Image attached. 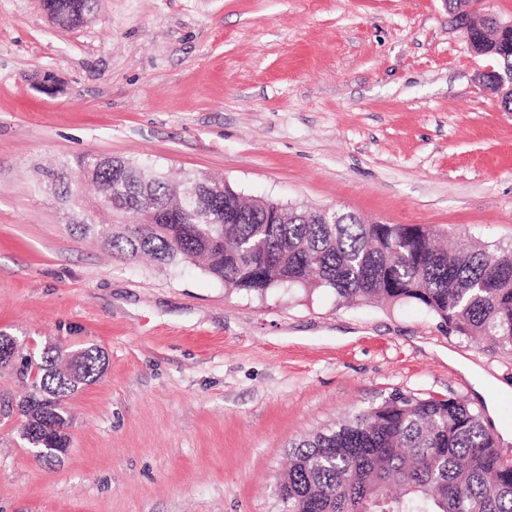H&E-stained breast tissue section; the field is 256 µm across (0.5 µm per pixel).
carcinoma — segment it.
<instances>
[{
	"label": "carcinoma",
	"instance_id": "carcinoma-1",
	"mask_svg": "<svg viewBox=\"0 0 512 512\" xmlns=\"http://www.w3.org/2000/svg\"><path fill=\"white\" fill-rule=\"evenodd\" d=\"M93 0H45L65 26L80 23ZM77 165L97 185L115 227L88 211L72 228L120 258L148 256L164 269L201 259L224 287L264 296L276 288H322L351 303L415 302L460 336L512 350V245L476 241L448 249L422 226L370 224L349 212L323 224L314 212H288L282 224L259 220L232 188L224 208L234 224L201 212L169 217L177 184L132 159ZM60 163L56 201L73 218V186ZM63 351L46 348L20 374L55 403L19 410L29 448H55L70 425L65 400L95 382L107 362L95 345L72 355L75 374L57 369ZM281 486L288 512H512V461L502 457L480 412L457 399L416 397L397 389L378 404L292 446Z\"/></svg>",
	"mask_w": 512,
	"mask_h": 512
}]
</instances>
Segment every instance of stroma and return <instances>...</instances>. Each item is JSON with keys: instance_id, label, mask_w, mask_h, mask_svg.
<instances>
[{"instance_id": "obj_1", "label": "stroma", "mask_w": 512, "mask_h": 512, "mask_svg": "<svg viewBox=\"0 0 512 512\" xmlns=\"http://www.w3.org/2000/svg\"><path fill=\"white\" fill-rule=\"evenodd\" d=\"M487 64L443 0H100L65 27L0 0V335L109 360L67 401L60 461L0 419V512H279L291 442L395 389L486 412L474 369L507 385L491 425L512 428V352L414 303L260 297L112 256L45 190L94 153L511 245L512 112Z\"/></svg>"}]
</instances>
